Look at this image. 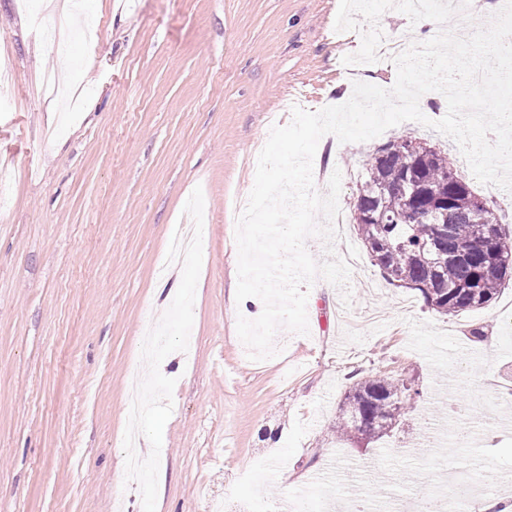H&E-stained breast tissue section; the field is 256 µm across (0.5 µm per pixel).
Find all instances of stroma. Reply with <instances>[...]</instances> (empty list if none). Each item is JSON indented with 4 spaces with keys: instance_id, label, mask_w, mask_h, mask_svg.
I'll list each match as a JSON object with an SVG mask.
<instances>
[{
    "instance_id": "obj_1",
    "label": "stroma",
    "mask_w": 512,
    "mask_h": 512,
    "mask_svg": "<svg viewBox=\"0 0 512 512\" xmlns=\"http://www.w3.org/2000/svg\"><path fill=\"white\" fill-rule=\"evenodd\" d=\"M62 55L43 36L46 0H0V512H280L311 474L307 512L334 496L409 512L465 474L505 496L512 472V279L484 309L449 318L389 284L353 224L335 251L360 258L350 304L324 279L309 289V332L280 330L254 362L236 333L237 201L251 156L282 105L319 110L355 81L390 88L391 57L343 65L361 45L339 32V0H78ZM59 90L48 93L46 73ZM408 135L473 174L449 137L408 121L363 143L324 136L315 189L341 171L351 212L364 156ZM208 220L198 253L168 255L173 224ZM169 332L144 356L147 326ZM481 338H473L472 329ZM163 395L133 417L130 373ZM413 392L380 440L336 436L361 378ZM477 429L463 449L423 444L422 425Z\"/></svg>"
}]
</instances>
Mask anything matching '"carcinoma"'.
I'll use <instances>...</instances> for the list:
<instances>
[{
  "label": "carcinoma",
  "instance_id": "carcinoma-1",
  "mask_svg": "<svg viewBox=\"0 0 512 512\" xmlns=\"http://www.w3.org/2000/svg\"><path fill=\"white\" fill-rule=\"evenodd\" d=\"M413 143L399 136L366 155L353 223L391 284L418 291L450 318L482 309L512 272V240L447 156L430 146L415 151ZM410 390L390 376L359 380L345 395L336 432L382 437Z\"/></svg>",
  "mask_w": 512,
  "mask_h": 512
}]
</instances>
